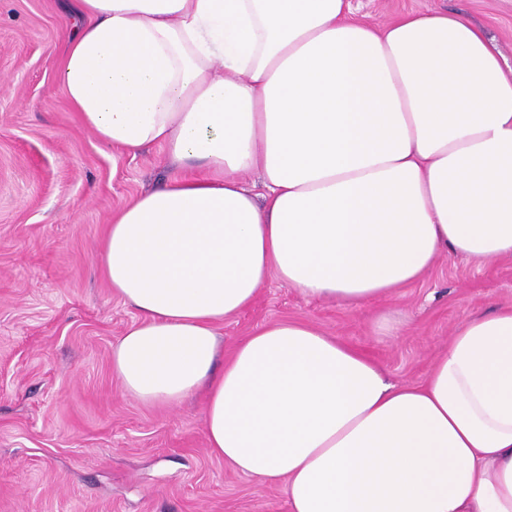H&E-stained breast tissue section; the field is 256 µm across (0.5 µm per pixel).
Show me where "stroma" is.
<instances>
[{
	"label": "stroma",
	"instance_id": "obj_1",
	"mask_svg": "<svg viewBox=\"0 0 512 512\" xmlns=\"http://www.w3.org/2000/svg\"><path fill=\"white\" fill-rule=\"evenodd\" d=\"M380 26L448 11L480 24L512 67V0H351ZM79 19L71 0H0V512H288L211 454L205 391L176 406L127 394L112 345L137 319L101 276L112 212L174 173L160 148L122 155L75 118L57 67ZM512 305V257L443 251L425 277L354 307L269 278L218 327L223 354L265 325L300 320L376 360L396 383L423 381L453 330ZM402 315L394 335L379 318Z\"/></svg>",
	"mask_w": 512,
	"mask_h": 512
}]
</instances>
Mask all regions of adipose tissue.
Instances as JSON below:
<instances>
[{
  "label": "adipose tissue",
  "mask_w": 512,
  "mask_h": 512,
  "mask_svg": "<svg viewBox=\"0 0 512 512\" xmlns=\"http://www.w3.org/2000/svg\"><path fill=\"white\" fill-rule=\"evenodd\" d=\"M58 66L81 125L179 170L116 209L100 266L138 313L112 371L146 403L205 390L210 452L290 512H512V306L419 384L305 322L220 361L269 276L360 306L442 249L512 257V72L457 13L384 26L348 0H75ZM258 171L260 187L243 176Z\"/></svg>",
  "instance_id": "adipose-tissue-1"
}]
</instances>
